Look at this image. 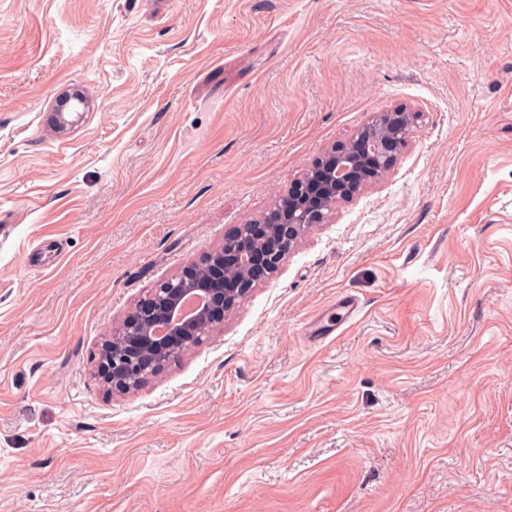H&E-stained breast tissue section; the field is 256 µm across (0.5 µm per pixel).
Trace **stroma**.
Returning a JSON list of instances; mask_svg holds the SVG:
<instances>
[{"label":"stroma","instance_id":"35a3bbf8","mask_svg":"<svg viewBox=\"0 0 512 512\" xmlns=\"http://www.w3.org/2000/svg\"><path fill=\"white\" fill-rule=\"evenodd\" d=\"M397 107L384 178L105 395L147 289ZM0 512H512V0H0ZM86 100L79 96H67L54 110L53 126L58 133L66 132L81 122L84 116Z\"/></svg>","mask_w":512,"mask_h":512}]
</instances>
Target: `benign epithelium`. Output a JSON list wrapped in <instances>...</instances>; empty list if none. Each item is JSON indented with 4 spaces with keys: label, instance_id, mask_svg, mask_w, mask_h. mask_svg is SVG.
<instances>
[{
    "label": "benign epithelium",
    "instance_id": "benign-epithelium-1",
    "mask_svg": "<svg viewBox=\"0 0 512 512\" xmlns=\"http://www.w3.org/2000/svg\"><path fill=\"white\" fill-rule=\"evenodd\" d=\"M85 107L83 97H66L54 110L56 131L79 124ZM419 118L405 109L375 115L348 143L326 151L291 181L266 215L236 225L219 247L150 289L94 355L93 374L107 393L141 389L222 328L226 315L278 270L336 203L352 198L395 165Z\"/></svg>",
    "mask_w": 512,
    "mask_h": 512
}]
</instances>
